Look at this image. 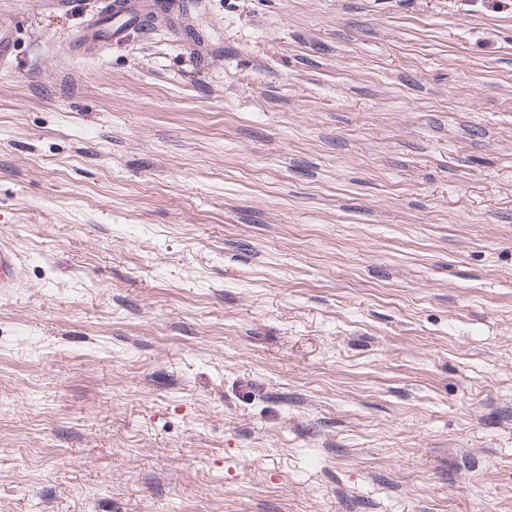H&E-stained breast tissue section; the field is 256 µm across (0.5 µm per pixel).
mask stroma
<instances>
[{
  "label": "stroma",
  "instance_id": "1",
  "mask_svg": "<svg viewBox=\"0 0 512 512\" xmlns=\"http://www.w3.org/2000/svg\"><path fill=\"white\" fill-rule=\"evenodd\" d=\"M0 0V512H512V0ZM142 0H104L100 16L88 21L86 34L75 41V47L83 52L119 43L133 26H148L159 16L180 14V1L155 4L153 11H145ZM21 276L16 254L12 250L0 248V290L13 288Z\"/></svg>",
  "mask_w": 512,
  "mask_h": 512
}]
</instances>
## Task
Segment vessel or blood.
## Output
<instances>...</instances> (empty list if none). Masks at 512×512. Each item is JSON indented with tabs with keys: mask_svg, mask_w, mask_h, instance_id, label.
I'll list each match as a JSON object with an SVG mask.
<instances>
[{
	"mask_svg": "<svg viewBox=\"0 0 512 512\" xmlns=\"http://www.w3.org/2000/svg\"><path fill=\"white\" fill-rule=\"evenodd\" d=\"M180 0H165L153 10H144L140 0H103L98 18L90 19L84 37L75 45L82 51H91L123 41L135 26H147L161 16L181 13ZM21 276L15 253L0 248V290L14 287Z\"/></svg>",
	"mask_w": 512,
	"mask_h": 512,
	"instance_id": "b4317fda",
	"label": "vessel or blood"
}]
</instances>
